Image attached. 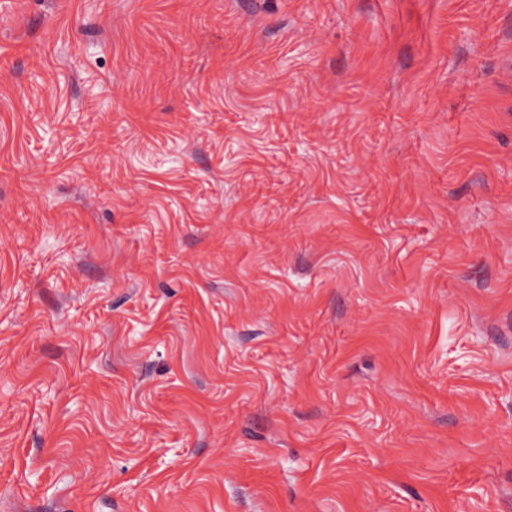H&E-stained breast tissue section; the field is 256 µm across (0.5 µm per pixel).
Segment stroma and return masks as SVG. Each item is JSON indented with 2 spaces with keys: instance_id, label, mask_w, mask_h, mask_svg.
Masks as SVG:
<instances>
[{
  "instance_id": "1",
  "label": "stroma",
  "mask_w": 512,
  "mask_h": 512,
  "mask_svg": "<svg viewBox=\"0 0 512 512\" xmlns=\"http://www.w3.org/2000/svg\"><path fill=\"white\" fill-rule=\"evenodd\" d=\"M0 512H512V0H0Z\"/></svg>"
}]
</instances>
